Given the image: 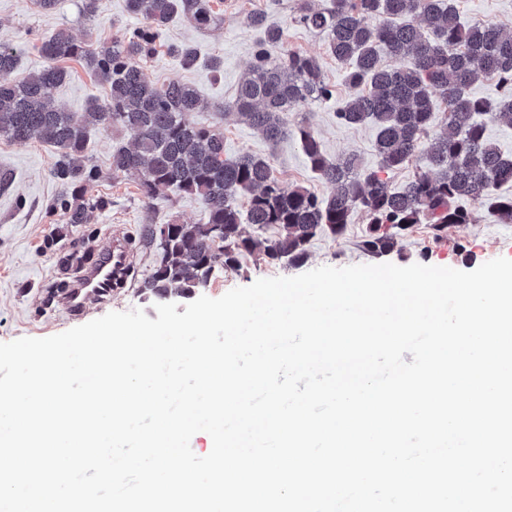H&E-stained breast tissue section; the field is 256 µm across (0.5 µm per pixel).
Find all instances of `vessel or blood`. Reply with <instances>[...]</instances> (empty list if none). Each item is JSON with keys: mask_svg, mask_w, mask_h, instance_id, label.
I'll return each instance as SVG.
<instances>
[{"mask_svg": "<svg viewBox=\"0 0 512 512\" xmlns=\"http://www.w3.org/2000/svg\"><path fill=\"white\" fill-rule=\"evenodd\" d=\"M130 269L126 238L119 233L113 234L103 249L101 262L74 280L65 296L68 309L78 314L85 311L89 300H109L113 291L127 286Z\"/></svg>", "mask_w": 512, "mask_h": 512, "instance_id": "b4317fda", "label": "vessel or blood"}]
</instances>
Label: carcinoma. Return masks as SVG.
I'll return each mask as SVG.
<instances>
[{
  "label": "carcinoma",
  "mask_w": 512,
  "mask_h": 512,
  "mask_svg": "<svg viewBox=\"0 0 512 512\" xmlns=\"http://www.w3.org/2000/svg\"><path fill=\"white\" fill-rule=\"evenodd\" d=\"M126 7L142 26L103 43L78 40L60 28L37 46L47 66L19 82L8 76L20 51L0 45V136L56 149L49 175L60 191L52 207L68 224H84L89 211L108 205L89 192L102 178L84 161L87 134L95 128L128 136V145L112 153V176L139 178L144 200L168 190L201 201L200 224L142 228L144 245L160 250L139 285L146 298L161 303L179 292L190 299L215 277L217 262L238 273L245 255L299 266L313 240L327 231L343 233L357 213L366 221L361 249L374 257L392 252L416 224L427 225L435 239L455 224H470L477 207L512 223V195L497 194L512 184V155L486 136L489 120L512 126V32L466 22L457 0H326L320 9L301 0L298 6L295 21L324 36L327 53L348 66L347 83L360 89L336 118L348 126H376L374 167L354 154L333 160L311 124L288 125V113L328 102L334 89L319 57L292 48L272 56L284 43V28L267 14L249 16L262 36L233 99L215 105L188 83L148 81L136 64L155 53L177 13L198 29L220 24L212 0H126ZM384 55L406 64L386 67ZM69 60L107 90L78 116L54 96L70 77L63 66ZM481 75L495 80L496 100L471 92ZM205 110L236 115L273 149L295 136L309 167L330 186L329 196L284 188L267 159L247 153L224 158V133L193 120ZM409 167L412 175L402 186L383 178ZM269 227L278 228L276 236H263Z\"/></svg>",
  "instance_id": "1"
}]
</instances>
